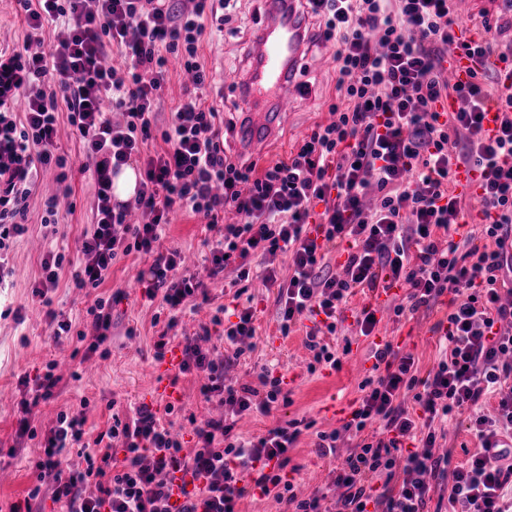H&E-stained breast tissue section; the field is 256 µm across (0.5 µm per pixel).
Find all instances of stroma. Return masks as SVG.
I'll list each match as a JSON object with an SVG mask.
<instances>
[{"label":"stroma","instance_id":"obj_1","mask_svg":"<svg viewBox=\"0 0 512 512\" xmlns=\"http://www.w3.org/2000/svg\"><path fill=\"white\" fill-rule=\"evenodd\" d=\"M263 15L262 0H241L232 21L203 44L202 54L214 84L224 91L225 121L236 124L241 119L240 112L232 107L237 98L232 86L242 74L246 50ZM305 79L311 88L308 104L282 119L277 139L258 157V165L287 158L315 124L330 121L328 105L336 94L331 46L319 42L311 45L305 60ZM57 152L67 160L75 209L60 212L57 230L44 227L41 196L55 189L56 173L52 170L41 173L40 194L30 201L28 231L9 253L12 275L0 288V512H9L12 504L25 498L34 482L31 463L41 453L38 440L17 434V405L23 397L20 379L34 375L48 362H57L63 381L55 399L35 408V425L43 434L55 425L59 412H81L86 417L85 439L93 441L110 425L112 413L125 418L133 416L135 408L143 403L163 407V400L156 394L161 362L155 357V343L163 330H170L173 336L170 348L177 352L181 349L180 339L196 336L201 326H210L208 347L214 357H223L222 329L213 325L212 318L218 307L234 304L237 271L230 265L223 273L207 279L208 303L195 311L184 312L174 327L156 322L160 305L142 299L137 284L140 270L151 259L136 252L120 257L113 264L95 295L72 288L71 275L66 272L52 294L51 307L33 302L31 287L40 277V263L47 250L62 249L76 254L80 237L92 222L95 188L86 170L89 160L79 142L66 134L60 138ZM217 237V232L208 231L200 217L179 210L158 248L183 252L186 263L180 267V274L200 273L208 266L210 257L204 241ZM118 291L124 297L112 307V326L102 349L86 357L78 356L74 353L75 341L54 339L47 310L63 314L71 320L74 329L80 330L88 320L86 310L95 297L107 298ZM248 293L257 309V331L253 339L244 343L245 353L240 360L226 367L224 379L235 386L251 384L261 368L270 367L283 376L290 401L267 415L256 411L244 415L238 427L247 437L256 438L293 418L314 420L315 430L304 432L289 453L294 467L291 474L294 490L301 497L324 492L329 499H337L343 489L335 484L334 478L345 458L353 452L356 441L342 434V419L327 415L325 404L336 395L350 405L360 398L359 384L372 373L371 349L375 338L381 336L401 352L412 354L420 372L430 370L439 358V335L433 327L444 317L447 307L439 303L420 309L414 317H398L394 308L401 304L403 295L395 293L382 312L373 336L358 335L352 317L339 324L328 341L338 348L351 343L350 353L342 356L340 369L326 368L311 374L306 369L310 354L304 346L305 323H298L289 335H281L275 289L256 278L249 282ZM17 310L22 313L18 319L13 316ZM199 387V378L190 374L180 377L174 387L180 408L174 418V430L187 449L194 447L196 441L192 422L201 423L224 414L223 406L218 401L205 400ZM319 429L340 431L335 455L322 458L315 453V432Z\"/></svg>","mask_w":512,"mask_h":512}]
</instances>
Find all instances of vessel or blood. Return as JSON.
<instances>
[{"mask_svg":"<svg viewBox=\"0 0 512 512\" xmlns=\"http://www.w3.org/2000/svg\"><path fill=\"white\" fill-rule=\"evenodd\" d=\"M305 26L297 0H265L263 24L240 99L245 121L238 136L251 154H260L282 115L307 99L301 78L308 46ZM444 67L449 82L456 83L466 80L468 70L478 69L479 63L464 58L454 43L448 47Z\"/></svg>","mask_w":512,"mask_h":512,"instance_id":"b4317fda","label":"vessel or blood"}]
</instances>
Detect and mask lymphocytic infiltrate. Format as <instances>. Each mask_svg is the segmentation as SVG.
Listing matches in <instances>:
<instances>
[{"mask_svg": "<svg viewBox=\"0 0 512 512\" xmlns=\"http://www.w3.org/2000/svg\"><path fill=\"white\" fill-rule=\"evenodd\" d=\"M27 25L22 49L0 48V255L27 231L28 201L38 172L58 168V189L45 202L44 225H56L60 198L70 197L66 160L56 155L58 108L94 161L93 222L78 251L76 288H98L119 254L139 251L153 261L138 277L148 300H161L169 324L191 303L206 297L195 274L175 277L179 251L158 243L180 208L202 216L215 229L219 211L239 220L224 227L211 250L209 275L229 264L248 280L250 259L286 254L287 279L261 272L277 286L281 334L309 321L305 346L309 371L339 368L326 342L335 333L356 289L401 288L396 315L415 314L448 299L437 322L443 350L437 364L419 373L412 355L392 344L376 345V366L361 381V396L343 430L358 444L336 474L343 493L335 512H425L434 474L448 481L450 512H512V55L496 52L483 21L475 38L462 43L480 71L468 82L448 83L442 52L456 42L455 0H313L307 12L318 36L334 42L337 100L330 122L316 125L296 152L265 168L227 155L224 105L210 100V72L200 53L206 21L229 23L235 0H18ZM57 26L46 43V26ZM125 59L105 65L108 48ZM177 59L190 85L160 122L169 59ZM493 73L501 87L490 97L483 80ZM455 101L443 110L445 101ZM502 118L495 132L484 128L486 112ZM120 120H112V112ZM162 148L149 150L153 131ZM464 134L461 152L450 154L452 135ZM137 164L143 171L133 201L113 202L112 178ZM478 175V213L454 191L457 172ZM318 224H311V217ZM479 222L484 245L466 227ZM462 242H455L456 233ZM345 260L327 269L332 252ZM90 331H73L57 320L55 336L103 343L111 326V300L87 310ZM224 327L227 352L215 361L194 341H185L179 374H205V398L216 397L227 415L196 427V448L183 450L164 418L173 406L136 408L131 419L113 416L103 437L83 447L86 467L65 472L61 453L81 444L84 414L59 412L35 467L54 477L51 497L61 512H236L250 487L274 496L290 512H323L322 495L298 498L283 472L304 430L292 419L246 440L234 432V417L270 413L287 402L282 376L262 370L258 386L225 384L224 366L238 360L239 341L256 334V311L246 306ZM31 396L21 403L18 433L36 437L32 410L54 398L60 382L54 364L35 374ZM412 394L423 417L404 406ZM465 421L481 450L466 464L433 456L435 422ZM342 430V431H343ZM385 478L381 493L372 482ZM94 484L95 495L83 488ZM182 504H174V493Z\"/></svg>", "mask_w": 512, "mask_h": 512, "instance_id": "f902f5d3", "label": "lymphocytic infiltrate"}]
</instances>
